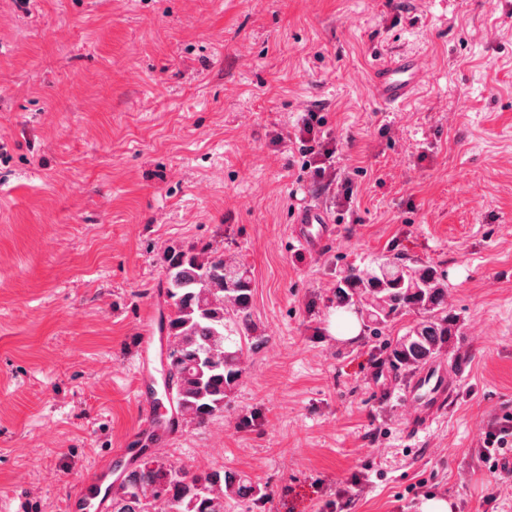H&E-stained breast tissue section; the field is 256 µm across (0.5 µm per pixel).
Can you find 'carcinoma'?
<instances>
[{"label":"carcinoma","mask_w":512,"mask_h":512,"mask_svg":"<svg viewBox=\"0 0 512 512\" xmlns=\"http://www.w3.org/2000/svg\"><path fill=\"white\" fill-rule=\"evenodd\" d=\"M165 296L170 306L171 399L198 424L224 410L237 385L243 346L233 337L252 330V278L242 264L216 251L168 249ZM336 303L359 311L363 325L382 336L413 312L419 318L389 345L392 364L415 370L437 358L456 336L448 312V282L432 265L380 258L337 279ZM259 489L234 470L189 474L163 457L124 470L110 512H224L228 500Z\"/></svg>","instance_id":"obj_1"}]
</instances>
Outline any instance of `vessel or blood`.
<instances>
[{"label":"vessel or blood","mask_w":512,"mask_h":512,"mask_svg":"<svg viewBox=\"0 0 512 512\" xmlns=\"http://www.w3.org/2000/svg\"><path fill=\"white\" fill-rule=\"evenodd\" d=\"M425 80L416 50L405 48L380 57L373 65L370 84L388 107L404 106ZM330 220L323 209L301 203L294 239L304 248L322 246L330 237ZM455 388L443 364L432 362L418 370L404 385L402 398L408 413L403 425L406 437L427 432L447 412ZM115 482L111 472L95 470L91 483L76 499L82 512H106Z\"/></svg>","instance_id":"obj_1"}]
</instances>
